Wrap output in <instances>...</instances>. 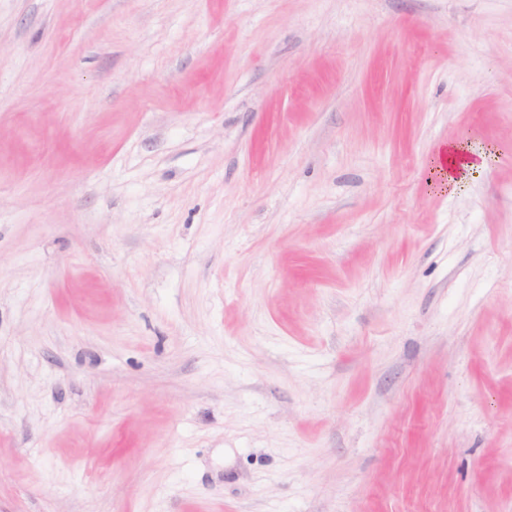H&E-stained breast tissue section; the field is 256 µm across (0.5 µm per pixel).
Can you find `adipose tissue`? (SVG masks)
Instances as JSON below:
<instances>
[{
    "label": "adipose tissue",
    "instance_id": "adipose-tissue-1",
    "mask_svg": "<svg viewBox=\"0 0 512 512\" xmlns=\"http://www.w3.org/2000/svg\"><path fill=\"white\" fill-rule=\"evenodd\" d=\"M494 158L492 149H476L463 142L440 148L432 161L430 184L437 191H455L463 174L485 168Z\"/></svg>",
    "mask_w": 512,
    "mask_h": 512
}]
</instances>
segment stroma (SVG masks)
Segmentation results:
<instances>
[{"instance_id": "1", "label": "stroma", "mask_w": 512, "mask_h": 512, "mask_svg": "<svg viewBox=\"0 0 512 512\" xmlns=\"http://www.w3.org/2000/svg\"><path fill=\"white\" fill-rule=\"evenodd\" d=\"M0 512H512V0H0ZM495 156L490 147L475 149L466 142L442 147L432 160L430 185L436 191L452 193L461 186V174L485 168Z\"/></svg>"}]
</instances>
